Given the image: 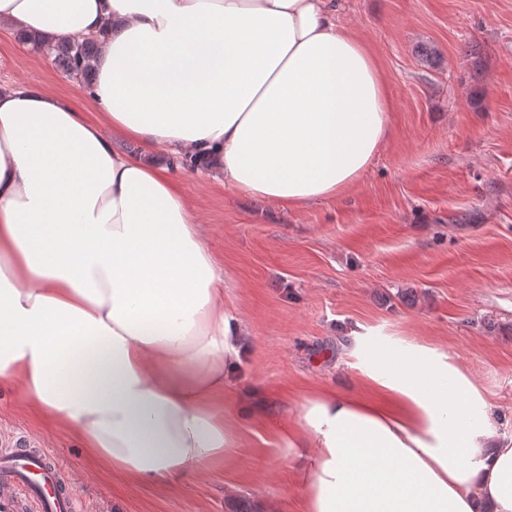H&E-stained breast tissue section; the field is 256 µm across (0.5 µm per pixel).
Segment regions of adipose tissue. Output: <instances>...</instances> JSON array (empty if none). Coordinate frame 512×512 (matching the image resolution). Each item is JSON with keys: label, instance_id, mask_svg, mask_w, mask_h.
<instances>
[{"label": "adipose tissue", "instance_id": "ef3b65f1", "mask_svg": "<svg viewBox=\"0 0 512 512\" xmlns=\"http://www.w3.org/2000/svg\"><path fill=\"white\" fill-rule=\"evenodd\" d=\"M336 0H0L16 37L98 38L90 118L0 88V383L131 482L244 450L224 376L244 331L156 148L281 207L336 198L382 151L391 103ZM137 141L142 156L112 147ZM380 395L302 398L265 424L304 512H512V434L446 351L371 332Z\"/></svg>", "mask_w": 512, "mask_h": 512}]
</instances>
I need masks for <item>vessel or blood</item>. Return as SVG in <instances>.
Returning a JSON list of instances; mask_svg holds the SVG:
<instances>
[{
	"label": "vessel or blood",
	"instance_id": "obj_1",
	"mask_svg": "<svg viewBox=\"0 0 512 512\" xmlns=\"http://www.w3.org/2000/svg\"><path fill=\"white\" fill-rule=\"evenodd\" d=\"M0 512H76L61 464L27 436L0 454Z\"/></svg>",
	"mask_w": 512,
	"mask_h": 512
}]
</instances>
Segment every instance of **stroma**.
I'll return each mask as SVG.
<instances>
[{"label":"stroma","mask_w":512,"mask_h":512,"mask_svg":"<svg viewBox=\"0 0 512 512\" xmlns=\"http://www.w3.org/2000/svg\"><path fill=\"white\" fill-rule=\"evenodd\" d=\"M340 26L375 52L390 131L362 182L285 209L179 167L224 270L246 344L225 376L244 454L166 486L97 468L79 440L0 385V438L26 435L68 471L79 512H232L243 499L303 512L288 450L262 415L301 396H364L351 331L440 347L469 367L512 433V0H339ZM86 102L50 56L0 31V84Z\"/></svg>","instance_id":"35a3bbf8"}]
</instances>
